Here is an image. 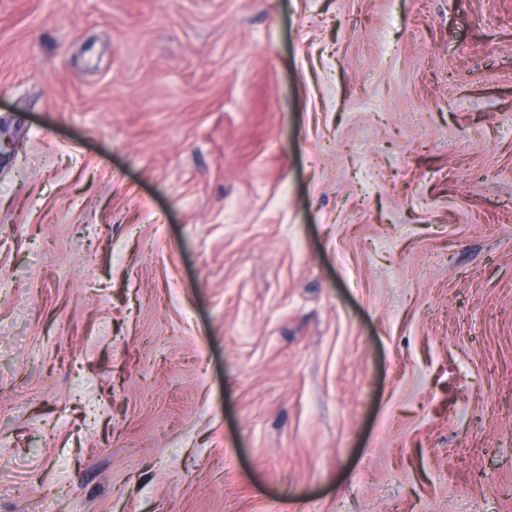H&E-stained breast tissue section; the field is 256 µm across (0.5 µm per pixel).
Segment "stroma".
I'll use <instances>...</instances> for the list:
<instances>
[{"mask_svg":"<svg viewBox=\"0 0 512 512\" xmlns=\"http://www.w3.org/2000/svg\"><path fill=\"white\" fill-rule=\"evenodd\" d=\"M0 512H512V0H0Z\"/></svg>","mask_w":512,"mask_h":512,"instance_id":"obj_1","label":"stroma"}]
</instances>
